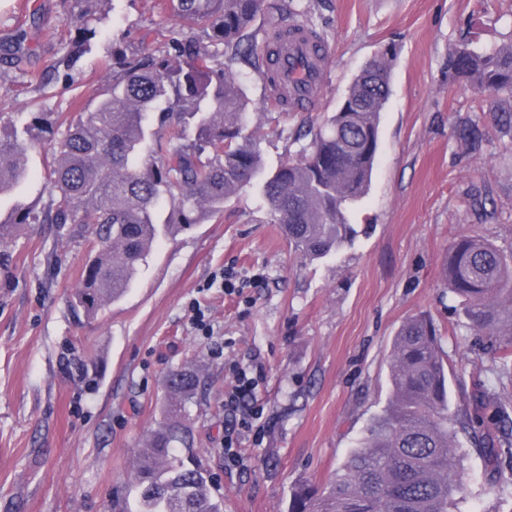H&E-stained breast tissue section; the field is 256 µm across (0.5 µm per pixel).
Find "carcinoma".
Returning a JSON list of instances; mask_svg holds the SVG:
<instances>
[{"label": "carcinoma", "mask_w": 512, "mask_h": 512, "mask_svg": "<svg viewBox=\"0 0 512 512\" xmlns=\"http://www.w3.org/2000/svg\"><path fill=\"white\" fill-rule=\"evenodd\" d=\"M265 0H164L178 22L170 50L112 57V83L91 109L66 120L40 112L0 123V246L22 224H54L69 237L90 234L93 256L73 293L75 308L95 317L131 287L162 237L224 220L239 193L256 192L304 257L319 259L355 234L350 208L370 187L381 112L390 94L395 53L370 59L340 107L310 141L274 168L250 127L249 100L234 62L256 64L267 33L254 27ZM224 49L225 60L218 51ZM258 65V64H256ZM263 83L274 82L258 65ZM488 94L487 123L466 118L453 130L479 151L489 131L512 138V42L478 52H448V84ZM67 124L55 136V126ZM52 136V187L29 202L22 192L29 160ZM449 290L461 300L469 330L485 337L503 392L512 386V255L462 234L448 246ZM390 403L373 420L327 492L299 486L288 512H458L466 495L459 431L478 436L495 486L512 480V401L482 392L451 411L452 392L441 333L425 315L405 321L389 354ZM196 375L169 372L170 415L139 453L135 508L125 512H224L195 458L173 454L190 444L179 413Z\"/></svg>", "instance_id": "1"}]
</instances>
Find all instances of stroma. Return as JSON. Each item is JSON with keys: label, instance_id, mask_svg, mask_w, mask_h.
Listing matches in <instances>:
<instances>
[{"label": "stroma", "instance_id": "obj_1", "mask_svg": "<svg viewBox=\"0 0 512 512\" xmlns=\"http://www.w3.org/2000/svg\"><path fill=\"white\" fill-rule=\"evenodd\" d=\"M81 9L79 0H0V109L72 115L111 81L113 47L156 50L175 30L158 0H103L87 23ZM258 24L314 27L329 50L320 98L305 112L267 105L258 74L240 70L272 166L336 111L369 58L388 46L396 54L351 244L303 260L249 190L223 222L163 238L126 296L89 319L69 300L90 242L28 225L0 248V512H112L166 418V376L182 365L198 379L184 414L194 456L224 512H287L295 484L334 479L388 403L391 340L412 316L430 315L442 334L454 408L477 387L498 392L443 264L464 232L512 252V159L496 137L478 154L456 141L455 122L478 116L486 97L449 85L447 63L455 44L482 51L512 40V0H312L311 14L269 7ZM53 69L62 80L41 85ZM230 268L246 283L232 294L212 282ZM197 307L208 329L194 327ZM256 364L252 409L228 411L234 367ZM458 440L471 491L461 512H512V494L490 487L479 450Z\"/></svg>", "mask_w": 512, "mask_h": 512}]
</instances>
